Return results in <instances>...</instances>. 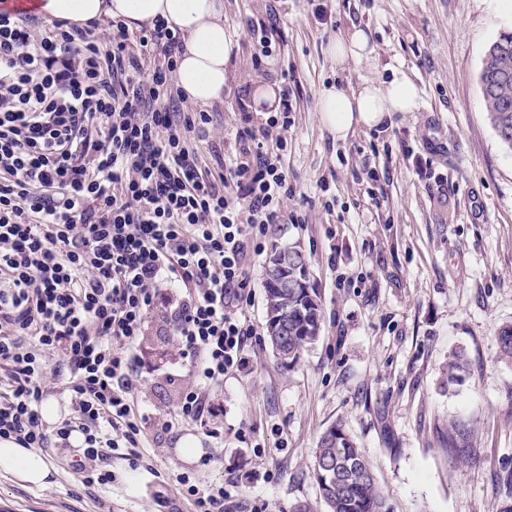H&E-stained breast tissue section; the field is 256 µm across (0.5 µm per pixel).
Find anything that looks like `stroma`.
I'll use <instances>...</instances> for the list:
<instances>
[{
    "label": "stroma",
    "mask_w": 512,
    "mask_h": 512,
    "mask_svg": "<svg viewBox=\"0 0 512 512\" xmlns=\"http://www.w3.org/2000/svg\"><path fill=\"white\" fill-rule=\"evenodd\" d=\"M276 15L281 52L253 65L246 19ZM236 43L212 137L230 134L237 97L288 87L297 98L282 165L293 189L277 241L300 248L322 305L318 341L285 367L266 337L265 255H250L258 333L217 394L224 418L203 434L178 404L192 385L164 309L146 316L135 394L153 421L140 457L111 461L112 481L85 486L72 454L53 449L37 488L0 471V512H192L186 473L223 483L231 512H326L312 470L317 441L340 422L370 460L391 512H512V150L488 121L482 58L512 30V0H224ZM368 32L370 58L336 65L331 40ZM406 75L417 107L346 138L322 125V91ZM462 356L457 381L448 360ZM171 426H156L158 418ZM470 429L448 445V424Z\"/></svg>",
    "instance_id": "35a3bbf8"
}]
</instances>
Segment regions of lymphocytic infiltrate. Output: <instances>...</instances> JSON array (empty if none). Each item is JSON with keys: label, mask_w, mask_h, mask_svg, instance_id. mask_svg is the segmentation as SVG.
Instances as JSON below:
<instances>
[{"label": "lymphocytic infiltrate", "mask_w": 512, "mask_h": 512, "mask_svg": "<svg viewBox=\"0 0 512 512\" xmlns=\"http://www.w3.org/2000/svg\"><path fill=\"white\" fill-rule=\"evenodd\" d=\"M99 26L0 9V438L48 448L80 432L87 486L147 439L133 345L151 308L166 306L195 369L181 417L204 432L223 418L212 392L257 336L247 255L288 221L279 154L297 109L281 89L261 122L242 112L233 151L200 152L211 114L172 83L184 34L111 19L104 41ZM51 371L72 405L52 434Z\"/></svg>", "instance_id": "obj_1"}]
</instances>
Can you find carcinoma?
I'll return each instance as SVG.
<instances>
[{"mask_svg":"<svg viewBox=\"0 0 512 512\" xmlns=\"http://www.w3.org/2000/svg\"><path fill=\"white\" fill-rule=\"evenodd\" d=\"M492 64L479 74L485 109L500 141H512V31L501 33L489 45ZM293 248L271 243L262 287L266 325L276 321L288 326V335L272 345L285 366L298 362L308 346L317 341L322 310L310 281L309 262H283ZM303 282V288H286L285 280ZM500 358L512 363V324L497 333ZM313 474L320 499L328 512H390L388 497L377 486L370 461L341 423L320 436L313 452Z\"/></svg>","mask_w":512,"mask_h":512,"instance_id":"cac0c4a2","label":"carcinoma"}]
</instances>
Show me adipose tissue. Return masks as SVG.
<instances>
[{"mask_svg":"<svg viewBox=\"0 0 512 512\" xmlns=\"http://www.w3.org/2000/svg\"><path fill=\"white\" fill-rule=\"evenodd\" d=\"M38 8L46 17L80 23L121 18L131 29L164 18L185 35V51L174 74L176 87L194 103L210 104L224 97L225 65L234 49L224 29V0H39ZM416 107V89L404 76L382 83L367 79L351 92L333 85L320 96L321 121L339 138L356 127L382 126L392 113ZM0 470L33 486L44 485L49 477L42 456L3 439Z\"/></svg>","mask_w":512,"mask_h":512,"instance_id":"adipose-tissue-1","label":"adipose tissue"}]
</instances>
